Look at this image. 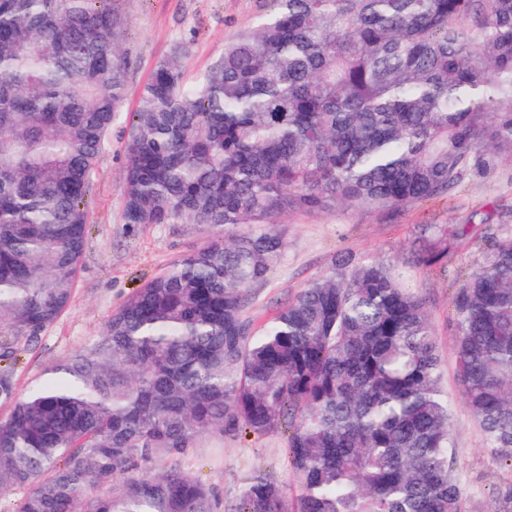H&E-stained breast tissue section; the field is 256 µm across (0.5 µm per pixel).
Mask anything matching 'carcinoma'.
<instances>
[{
  "label": "carcinoma",
  "instance_id": "obj_1",
  "mask_svg": "<svg viewBox=\"0 0 512 512\" xmlns=\"http://www.w3.org/2000/svg\"><path fill=\"white\" fill-rule=\"evenodd\" d=\"M118 0H0V361L68 308L91 177L126 93ZM195 80L160 61L130 113L127 224L215 236L20 394L0 368V495L14 512H214L182 460L206 435L282 426L298 493L259 475L239 512H469L425 296L339 255L261 334L251 288L290 211L436 197L512 159V0H266ZM444 224L418 253L432 266ZM456 363L512 469V233L453 299Z\"/></svg>",
  "mask_w": 512,
  "mask_h": 512
}]
</instances>
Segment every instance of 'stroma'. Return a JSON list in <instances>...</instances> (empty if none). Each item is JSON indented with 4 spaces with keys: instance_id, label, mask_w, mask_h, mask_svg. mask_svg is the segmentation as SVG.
I'll use <instances>...</instances> for the list:
<instances>
[{
    "instance_id": "35a3bbf8",
    "label": "stroma",
    "mask_w": 512,
    "mask_h": 512,
    "mask_svg": "<svg viewBox=\"0 0 512 512\" xmlns=\"http://www.w3.org/2000/svg\"><path fill=\"white\" fill-rule=\"evenodd\" d=\"M129 53L124 103L115 117L92 174L89 236L71 303L20 353L14 366L19 392L38 382L45 370L87 346L112 312L137 288L174 260L202 246L208 232L189 224L129 225L123 220L120 184L129 115L158 61L181 49L188 78L219 57L226 43L253 25L264 0H124ZM512 221V161L499 162L484 176L448 193L393 211L370 207L324 212L293 211L279 217L286 248L267 280L251 291L246 309L252 333H261L278 311L343 252L379 256L393 263L402 283L425 295L442 365L441 387L451 409L455 474L470 512H497L512 491V470L501 465L467 407L456 370L453 297L472 262ZM437 224L470 225L469 235L448 245L443 264L416 265L424 229ZM287 428L257 436L225 432L223 440L203 439L185 460L213 492L215 512H238L246 485L267 474L293 487Z\"/></svg>"
}]
</instances>
